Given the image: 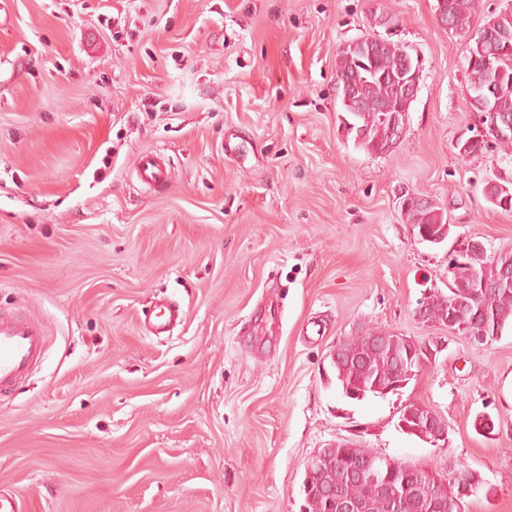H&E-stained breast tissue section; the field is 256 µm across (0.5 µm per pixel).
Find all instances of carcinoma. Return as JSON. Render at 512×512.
I'll return each mask as SVG.
<instances>
[{
	"label": "carcinoma",
	"mask_w": 512,
	"mask_h": 512,
	"mask_svg": "<svg viewBox=\"0 0 512 512\" xmlns=\"http://www.w3.org/2000/svg\"><path fill=\"white\" fill-rule=\"evenodd\" d=\"M448 30L465 34L470 29L471 17L476 13L478 0H447ZM484 27L494 35V43L486 44L485 51L494 48L500 51L498 66L501 75L488 70L483 63V54L476 43L469 44L467 50L466 83L470 97V106L478 114L493 111L498 122L512 121V10L494 12L484 20ZM399 46L388 43L373 56L353 55L350 51L340 54L336 77L353 81L355 98L366 106L363 112H346L345 118L353 127L365 133L362 148L369 153L384 152L395 145V135L388 122L375 111V106L384 102L400 104L395 94L392 78H401L397 74ZM423 203L408 209L407 221L411 224L415 236L424 234L439 235L447 219L433 202L425 195H419ZM466 301L471 304V311L464 315L463 322L471 326L474 319L488 321L487 341L493 342L502 335L504 329L512 326V286L497 289L490 296L477 300L470 296V289L462 281L451 279L448 292H432L425 302L428 319L440 325L445 324L449 310L454 302ZM407 356L406 341L399 336L385 348L364 352L361 360L342 367L333 366L332 374L340 396L351 403L377 398L380 393L373 387L387 388L394 384L393 367L396 357ZM372 452L352 442L336 449L324 464V469L336 472L342 463H353ZM441 477L423 466L414 465L406 472L393 475L395 484L408 496L407 512H423L419 499L414 497V490L423 485H430ZM342 495L359 501L363 512H390V507L377 487L370 483L353 482L340 489ZM306 512H327V488L320 480H315L313 493L304 501Z\"/></svg>",
	"instance_id": "obj_1"
}]
</instances>
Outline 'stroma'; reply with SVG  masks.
Segmentation results:
<instances>
[{"mask_svg":"<svg viewBox=\"0 0 512 512\" xmlns=\"http://www.w3.org/2000/svg\"><path fill=\"white\" fill-rule=\"evenodd\" d=\"M436 0H0V309L38 319L41 364L0 397V490L23 512H300L308 458L348 440L481 473L465 512H512V329L475 344L415 316L475 235L512 250L483 186L466 38ZM364 35L420 64L402 138L340 125L336 62ZM172 163L142 184L138 156ZM421 193L447 218L419 241ZM167 297L184 322L140 315ZM378 329L445 349L400 394L345 402L329 352ZM431 406L437 448L399 427ZM489 413L492 435L474 429ZM184 319V311L174 302L162 301L150 311H143L142 322L154 336L170 335Z\"/></svg>","mask_w":512,"mask_h":512,"instance_id":"stroma-1","label":"stroma"}]
</instances>
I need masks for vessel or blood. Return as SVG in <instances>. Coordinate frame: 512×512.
<instances>
[{"label": "vessel or blood", "instance_id": "vessel-or-blood-1", "mask_svg": "<svg viewBox=\"0 0 512 512\" xmlns=\"http://www.w3.org/2000/svg\"><path fill=\"white\" fill-rule=\"evenodd\" d=\"M137 174L145 184L166 186L169 171L164 156L157 151L142 153L137 161ZM183 319L181 306L165 301L144 312L142 322L150 334L166 336ZM44 350L45 334L39 323L0 311V393L27 378L41 362Z\"/></svg>", "mask_w": 512, "mask_h": 512}]
</instances>
